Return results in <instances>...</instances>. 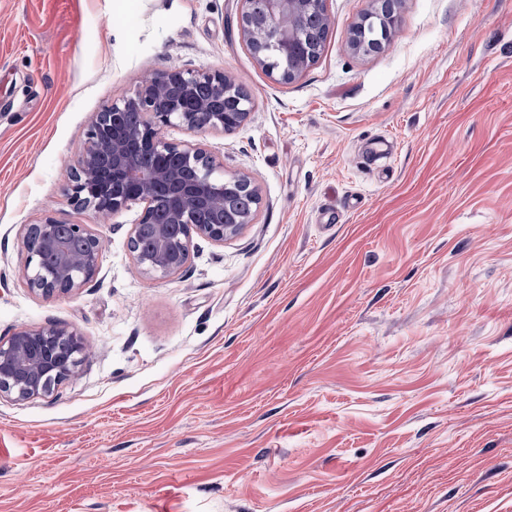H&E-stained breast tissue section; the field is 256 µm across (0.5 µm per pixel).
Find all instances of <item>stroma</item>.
<instances>
[{
  "instance_id": "35a3bbf8",
  "label": "stroma",
  "mask_w": 512,
  "mask_h": 512,
  "mask_svg": "<svg viewBox=\"0 0 512 512\" xmlns=\"http://www.w3.org/2000/svg\"><path fill=\"white\" fill-rule=\"evenodd\" d=\"M238 0H0V338L86 347L47 397H0V512H512V0H328L315 63L253 59ZM221 71L230 133L165 128L251 177L254 223L152 280L68 175L149 72ZM87 224L98 275L26 286L24 225ZM402 0H375V11L369 15L359 26H362V34L354 35L351 41L353 49L363 53H369L370 41L378 40L375 36L378 33L379 26L385 25L389 30L394 28L398 22V5ZM368 24V25H367ZM366 25L369 35L367 37Z\"/></svg>"
}]
</instances>
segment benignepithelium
I'll return each mask as SVG.
<instances>
[{
    "mask_svg": "<svg viewBox=\"0 0 512 512\" xmlns=\"http://www.w3.org/2000/svg\"><path fill=\"white\" fill-rule=\"evenodd\" d=\"M237 29L256 62L284 83L300 78L321 48L306 45L303 18L327 13L328 0H239ZM375 11L351 41L353 49L370 52L378 29L398 22L401 0H375ZM208 94L198 93L200 86ZM251 99L221 71L174 69L144 77L134 96L105 106L96 116L70 175L69 201L98 216L118 212L133 202L143 204L129 233V249L143 274L163 280L187 265L194 238L216 244L237 236L253 223L255 213L238 211L241 192L260 201L251 179L224 173L212 156L196 146L176 147L162 136L178 125L191 131L232 132L250 116ZM141 114L131 127L126 113ZM152 152L162 162L145 169L139 155ZM25 280L34 294L68 296L92 281L100 268V237L87 224H62L47 218L24 225ZM79 335L49 323L19 328L0 338V396L27 400L47 396L79 373Z\"/></svg>",
    "mask_w": 512,
    "mask_h": 512,
    "instance_id": "1",
    "label": "benign epithelium"
}]
</instances>
